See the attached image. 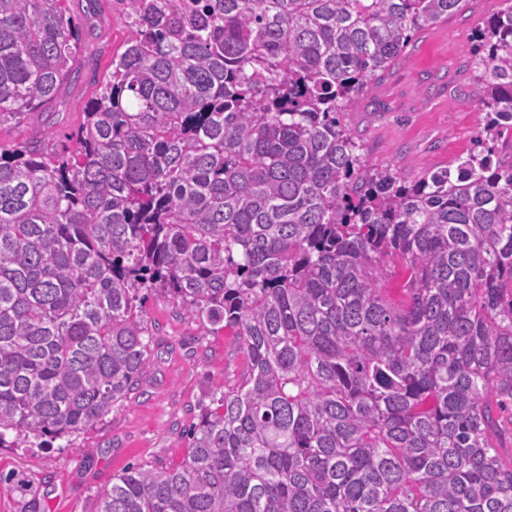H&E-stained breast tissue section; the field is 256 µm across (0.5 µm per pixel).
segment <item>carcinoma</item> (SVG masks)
Here are the masks:
<instances>
[{"mask_svg": "<svg viewBox=\"0 0 512 512\" xmlns=\"http://www.w3.org/2000/svg\"><path fill=\"white\" fill-rule=\"evenodd\" d=\"M66 2L0 0V123L56 103ZM467 2L130 0L76 152L0 151V448L121 410L160 294L247 368L93 512H512V0L456 172L371 173L342 122Z\"/></svg>", "mask_w": 512, "mask_h": 512, "instance_id": "cac0c4a2", "label": "carcinoma"}]
</instances>
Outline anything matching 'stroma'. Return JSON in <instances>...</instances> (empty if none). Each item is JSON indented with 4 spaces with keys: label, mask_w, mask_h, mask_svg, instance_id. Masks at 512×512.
<instances>
[{
    "label": "stroma",
    "mask_w": 512,
    "mask_h": 512,
    "mask_svg": "<svg viewBox=\"0 0 512 512\" xmlns=\"http://www.w3.org/2000/svg\"><path fill=\"white\" fill-rule=\"evenodd\" d=\"M68 0L83 30L79 66L52 113L0 123V148L26 142L75 149L69 134L125 39L124 10L99 0ZM502 0H469L466 8L417 33L367 98L344 121L373 168L413 177L466 156L483 126V88L475 77L474 35ZM145 310L151 352L128 406L82 434L71 448H0V512H91L97 492L129 465L173 466L188 451L185 431L211 391L232 386L246 369L235 336L209 333L160 295Z\"/></svg>",
    "instance_id": "1"
}]
</instances>
